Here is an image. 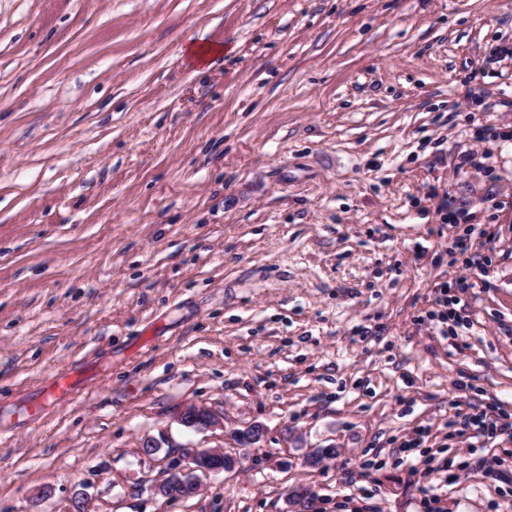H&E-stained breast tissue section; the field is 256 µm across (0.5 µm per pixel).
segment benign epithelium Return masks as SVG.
Segmentation results:
<instances>
[{"label": "benign epithelium", "instance_id": "benign-epithelium-1", "mask_svg": "<svg viewBox=\"0 0 512 512\" xmlns=\"http://www.w3.org/2000/svg\"><path fill=\"white\" fill-rule=\"evenodd\" d=\"M186 428L201 431L217 424V417L204 406H189L177 416ZM236 459L222 448H184L165 469L166 476L154 485L156 495L166 499H185L196 495L201 478L234 468Z\"/></svg>", "mask_w": 512, "mask_h": 512}]
</instances>
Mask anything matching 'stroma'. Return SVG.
<instances>
[{
    "label": "stroma",
    "instance_id": "1",
    "mask_svg": "<svg viewBox=\"0 0 512 512\" xmlns=\"http://www.w3.org/2000/svg\"><path fill=\"white\" fill-rule=\"evenodd\" d=\"M499 404L512 0H0V512H512L461 450ZM184 448L239 464L156 496ZM178 422L186 428L201 431L209 429L217 424L215 414L204 406H189L177 416Z\"/></svg>",
    "mask_w": 512,
    "mask_h": 512
}]
</instances>
